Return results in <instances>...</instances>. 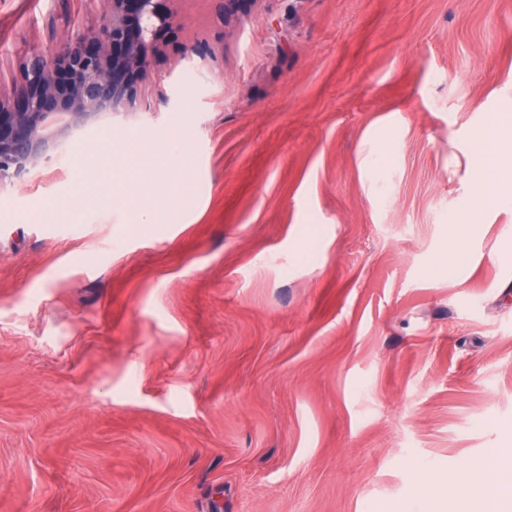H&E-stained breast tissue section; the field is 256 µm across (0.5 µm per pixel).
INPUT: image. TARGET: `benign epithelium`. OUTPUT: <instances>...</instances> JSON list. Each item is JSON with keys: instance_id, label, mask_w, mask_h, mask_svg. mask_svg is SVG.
Here are the masks:
<instances>
[{"instance_id": "obj_1", "label": "benign epithelium", "mask_w": 512, "mask_h": 512, "mask_svg": "<svg viewBox=\"0 0 512 512\" xmlns=\"http://www.w3.org/2000/svg\"><path fill=\"white\" fill-rule=\"evenodd\" d=\"M109 0L96 23L63 42L24 51L18 75L0 90V183L55 160L77 129L98 130L132 112L137 80L160 52L181 0Z\"/></svg>"}]
</instances>
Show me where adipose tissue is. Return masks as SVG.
I'll list each match as a JSON object with an SVG mask.
<instances>
[{"mask_svg":"<svg viewBox=\"0 0 512 512\" xmlns=\"http://www.w3.org/2000/svg\"><path fill=\"white\" fill-rule=\"evenodd\" d=\"M481 138L488 147L484 156L482 182L498 193L512 190V114L495 116L483 129ZM490 205L482 192L465 195L455 218L465 227L448 240L449 251L466 253L468 242L480 232ZM494 480H487V473ZM466 486L467 497H455V489ZM431 512H512V448L499 449L492 457L449 470Z\"/></svg>","mask_w":512,"mask_h":512,"instance_id":"ef3b65f1","label":"adipose tissue"}]
</instances>
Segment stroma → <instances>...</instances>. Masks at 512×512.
<instances>
[{
    "label": "stroma",
    "mask_w": 512,
    "mask_h": 512,
    "mask_svg": "<svg viewBox=\"0 0 512 512\" xmlns=\"http://www.w3.org/2000/svg\"><path fill=\"white\" fill-rule=\"evenodd\" d=\"M104 7L0 0V86ZM159 44L0 185V512H427L512 444V201L448 250L512 0H182Z\"/></svg>",
    "instance_id": "35a3bbf8"
}]
</instances>
